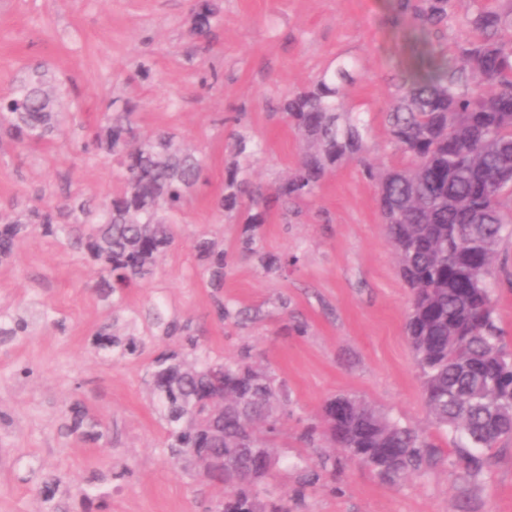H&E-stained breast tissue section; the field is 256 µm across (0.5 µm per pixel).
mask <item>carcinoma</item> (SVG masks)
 <instances>
[{
    "label": "carcinoma",
    "mask_w": 512,
    "mask_h": 512,
    "mask_svg": "<svg viewBox=\"0 0 512 512\" xmlns=\"http://www.w3.org/2000/svg\"><path fill=\"white\" fill-rule=\"evenodd\" d=\"M450 2L398 3L415 44L384 107L390 140L408 162L384 173L366 171L413 293L406 332L424 401L435 424L451 434L453 448L447 453L418 430L351 397L332 398L322 414L323 434L333 447L389 481L442 463L450 453L452 465L475 478L501 438L512 436V352L496 324L489 282L498 247L512 235V3L502 9L489 0L467 18L477 36L450 56L448 48L427 39L448 25ZM216 16L212 0H196L188 36L203 48ZM354 81L352 67L340 63L281 101L280 111L307 150L269 193L250 189L238 161L259 153L260 143L233 133L232 161L213 210L222 217L238 215L255 232L277 203L306 198L329 169L355 158L366 128L340 101ZM110 108L86 128L84 148L117 159L120 189L99 203L77 195L44 210H0L1 265L22 234L38 230L73 238L98 266L97 292L104 299L120 297L154 275L175 241L176 224L206 181L207 158L169 131L140 134L128 104L119 107L114 99ZM69 120L61 84L46 68L28 69L0 96V140L17 148L51 144ZM193 248L204 263L206 283L223 287L224 238L201 237ZM152 325L167 336H187L189 345L182 354L156 356L148 382L170 457L198 467L224 457V470L207 479L215 499H224V512H260L251 487L268 477L260 461L275 452L288 417L281 384L247 352L234 361L201 355L188 321H166L156 311ZM28 327L22 315H0V343ZM135 331L134 322L115 314L98 331V347L135 355L143 345ZM100 425L77 404L65 412L61 432L93 438ZM320 480L317 470L303 468L297 497Z\"/></svg>",
    "instance_id": "carcinoma-1"
}]
</instances>
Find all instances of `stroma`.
Returning a JSON list of instances; mask_svg holds the SVG:
<instances>
[{
    "label": "stroma",
    "instance_id": "stroma-1",
    "mask_svg": "<svg viewBox=\"0 0 512 512\" xmlns=\"http://www.w3.org/2000/svg\"><path fill=\"white\" fill-rule=\"evenodd\" d=\"M195 0H0V92L24 70L47 66L62 82L67 138L15 150L0 143V209L47 207L79 194L101 199L117 187V166L83 152V123L112 99L135 104L142 134L171 130L208 159L201 187L154 277L130 289L121 314L138 318L141 355L100 350L96 334L112 317L95 290L97 267L64 242L33 233L0 265V310L48 312L29 333L0 344V512H39L46 481L59 476L60 512H206L211 491L194 470L173 466L167 435L146 379L152 358L182 351L185 339L163 336L142 317L159 307L191 321L211 357L249 350L283 384L288 418L277 439L273 471L290 512H512V437L501 441L477 478L436 466L396 483L350 462L321 437L309 448L303 431L318 425L327 400H362L401 425L450 447L431 422L405 333L410 290L383 222L366 166L401 165L390 141L386 93L408 52L396 0H214L208 50L187 35ZM348 62L356 81L344 104L367 126L359 159L337 165L308 199L273 208L254 254L240 250L242 225L209 206L224 184L230 134L255 136L263 151L242 160L243 175L269 186L291 171L302 142L275 105L312 85L331 64ZM220 234L227 254L214 311L191 248L197 236ZM291 256L287 269L267 259ZM512 238L503 239L494 271L496 319L512 340ZM246 308L250 319L238 322ZM31 368L23 377V368ZM81 403L102 420L101 435L60 437L62 413ZM336 462L334 487L294 497L295 465ZM97 488V495L81 493Z\"/></svg>",
    "mask_w": 512,
    "mask_h": 512
}]
</instances>
